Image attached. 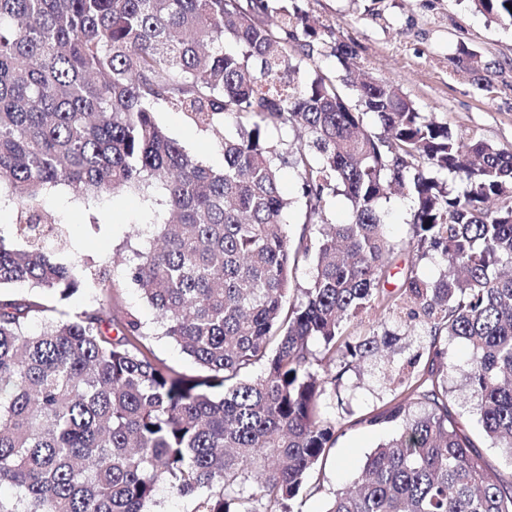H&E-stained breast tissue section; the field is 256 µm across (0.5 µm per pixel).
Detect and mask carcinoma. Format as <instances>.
Here are the masks:
<instances>
[{
	"label": "carcinoma",
	"mask_w": 512,
	"mask_h": 512,
	"mask_svg": "<svg viewBox=\"0 0 512 512\" xmlns=\"http://www.w3.org/2000/svg\"><path fill=\"white\" fill-rule=\"evenodd\" d=\"M473 2L512 20V0ZM326 45L340 84L310 71ZM355 68L349 44L324 42L285 0H0V203L17 209L0 228V512H147L161 483L195 497V512H301L351 424L393 435L326 512H512V485L490 476L421 355L383 410L352 423L322 410L338 397L336 360L390 344L346 324L403 312L436 360L442 339L466 342L465 387L512 460V150L452 132L383 80L354 81ZM159 103L201 130L233 124L222 169L164 132ZM295 128L307 135L295 148L267 137ZM284 168L308 218L295 248ZM58 186L159 206L124 279L196 373L156 360L145 323L110 294L62 310L87 288L110 291L112 261L56 259L68 228L40 201ZM395 187L413 200L407 247L447 269L432 281L411 265L392 291L398 244L382 204ZM336 196L350 221L311 224ZM302 258L312 276L293 303Z\"/></svg>",
	"instance_id": "carcinoma-1"
}]
</instances>
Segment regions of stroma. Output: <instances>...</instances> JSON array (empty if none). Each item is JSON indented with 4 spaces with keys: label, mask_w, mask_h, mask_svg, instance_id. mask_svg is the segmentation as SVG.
Listing matches in <instances>:
<instances>
[{
    "label": "stroma",
    "mask_w": 512,
    "mask_h": 512,
    "mask_svg": "<svg viewBox=\"0 0 512 512\" xmlns=\"http://www.w3.org/2000/svg\"><path fill=\"white\" fill-rule=\"evenodd\" d=\"M299 7L318 25L327 39L349 43L361 74L393 84L437 121L457 133L470 135L505 149H512V22L495 21L471 7L469 0H297ZM476 52L488 63L491 91L478 88V76L457 65L458 49ZM155 117L203 165L218 169L224 162L222 131H202L182 112L157 107ZM41 204L69 226L67 258L115 257L113 279L118 303L153 323L154 311L142 295L123 279V261L132 258L140 241L128 236L132 227L147 221L151 208L138 196L105 195L91 205L75 200L65 186L46 194ZM412 200L392 197L386 204L385 231L401 249L394 259L392 285L399 272L411 264L431 278L443 267L437 257L417 259L404 247L411 235L408 213ZM393 334L391 347L362 360L348 363L340 401L327 404L328 414L345 417L353 426L340 436L314 482L322 489L304 499L302 512H325L333 493L349 485L360 472L365 457L386 440L387 431L358 426V418L381 410L390 398V380L411 356L427 353L429 338L423 328L390 316L383 325ZM448 398L463 425L480 436L482 451L493 472L511 480L512 465L504 449L483 438L479 417L460 375L448 374Z\"/></svg>",
    "instance_id": "stroma-1"
}]
</instances>
